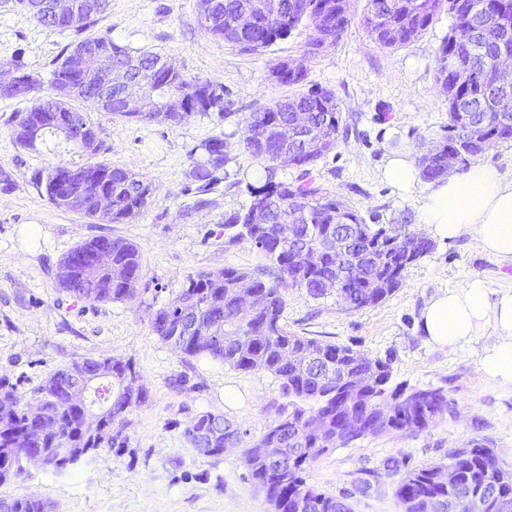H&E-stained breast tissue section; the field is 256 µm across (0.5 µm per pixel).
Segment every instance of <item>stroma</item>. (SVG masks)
Segmentation results:
<instances>
[{
    "instance_id": "obj_1",
    "label": "stroma",
    "mask_w": 512,
    "mask_h": 512,
    "mask_svg": "<svg viewBox=\"0 0 512 512\" xmlns=\"http://www.w3.org/2000/svg\"><path fill=\"white\" fill-rule=\"evenodd\" d=\"M364 5L365 0H352L353 18L342 41L310 56L306 49L314 29L307 23L252 54L201 29L197 0H111L90 35L109 34L117 43L161 54L187 75L222 84L226 105L224 114H196L176 125L90 112L101 142L96 161L130 170L153 189L147 207L124 224L94 223L49 203L32 184V172L76 157L19 148L11 120L32 100L0 97V178L12 183L9 191L0 190V379L27 399L61 366L111 358L132 361L148 391L147 402L127 416L128 446L122 454L101 448L59 473L25 465L17 477L0 484V500L35 496L53 512H272L248 475L242 451L287 415L278 379L266 371L182 357L153 334L148 309L173 302L190 274L265 265L249 242L225 245L224 217L248 204L247 185L259 167L239 145L251 112L285 96L332 90L349 128L347 139L311 170L323 194L342 197L367 223L418 227L426 182L405 196L382 181L380 168L389 135L419 153L446 133L448 101L434 73L436 50L452 19L440 14L419 41L393 50L368 36L361 24ZM75 39L74 31L40 25L17 0H0V67L18 63L49 80L55 61ZM284 57L304 60V83L284 87L270 80V66ZM219 135L228 145L226 176L208 192L209 207L198 209L187 152ZM97 235L137 245L147 292L131 301L100 304L57 288L63 257ZM474 277L492 292L511 290L512 264L465 235L436 242L405 271L393 295L373 307L350 312L335 297L316 300L300 288L287 291L282 323L289 332L389 361L392 385L444 388L450 405L426 429L370 435L328 449L306 469L309 486L346 497L353 512H401L394 490L402 475L447 462L453 449H495L501 466L512 469V388L479 366L491 337L436 350L419 328L420 313L432 296ZM181 374L188 379L186 388H172L171 379ZM228 392L233 400H225ZM204 413L236 425L239 447L218 456L197 452L184 430ZM388 459L396 461V469L384 468Z\"/></svg>"
}]
</instances>
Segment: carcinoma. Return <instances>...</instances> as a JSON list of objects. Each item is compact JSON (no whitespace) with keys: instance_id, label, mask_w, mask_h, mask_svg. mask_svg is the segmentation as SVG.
Masks as SVG:
<instances>
[{"instance_id":"cac0c4a2","label":"carcinoma","mask_w":512,"mask_h":512,"mask_svg":"<svg viewBox=\"0 0 512 512\" xmlns=\"http://www.w3.org/2000/svg\"><path fill=\"white\" fill-rule=\"evenodd\" d=\"M307 10L302 16L288 19L295 0H198V22L213 37L240 48L258 53L287 38L300 22L316 23L324 13H336L339 21L325 30L329 46H336L351 24L350 0H305ZM48 0H37L31 9L42 26L58 30L60 26L45 15ZM448 12L453 23L448 36L441 41L436 54L435 81L448 98V135L428 147L418 158L420 177L434 181L448 173V166L459 172L466 170L482 153L475 135L497 132L512 136V88H495L489 82L492 60L502 44L512 45V25L499 23L498 15L512 14V0H366L362 24L369 37L385 48L405 47L419 40L442 12ZM248 13L260 21L250 30L232 28L227 19ZM81 43L88 49L110 51L112 65L132 69L131 77L157 88L155 109L141 121L163 123L168 100L173 95L186 99L195 113L224 112L220 105L224 86L200 76L179 73L164 84L156 65L162 59L158 53L132 50L105 34L87 37ZM68 55L57 62L50 87L52 94L39 97L27 109L34 124L50 125V117L74 99L70 86L74 84L66 68ZM472 61L478 76L466 87L457 85L453 68L457 61ZM286 61L270 68V77L283 86L303 83L306 73L282 77L279 72ZM299 112L308 115L307 125L293 127ZM341 111L333 91L310 89L293 97L280 98L251 112L250 120L239 141L243 150L262 164L264 177L248 184L251 197L248 208L224 216V242L232 245L249 241L270 262L253 271L225 267L203 270L188 276L177 299L150 313V328L164 343L185 357H208L237 370H263L281 382V391L289 399L292 411L278 420L262 436V440L288 449L283 461L259 463L250 450L243 453V462L255 485L273 494L276 501L300 495L318 505L314 512H352L342 499L326 495L307 485L303 473L315 459L329 448L346 445L361 437L378 435L390 428L421 430L448 412V397L441 388L423 400L406 415L399 403L404 388H390V364L381 359L362 356L356 362L352 348L319 341L289 332L281 324L285 307V292L303 288L315 299L336 296V304L347 311L374 306L391 296L401 285L405 270L431 253L434 242L424 239L408 224H368L338 196L321 193L306 181H279L277 171L281 157L307 151L308 163L303 175L322 157L332 152L339 140ZM74 141L63 145L53 131L44 133L36 146H53L76 154L93 156L94 147L83 151V142L98 139L97 131L84 112H75L72 131ZM224 143L212 137L195 145L189 152V176L205 192L221 180L228 158H213L211 147ZM78 174L73 191L81 194L80 214L100 221L95 186L108 180L112 192L111 224H123L136 217L147 205L152 194L149 183L127 169L103 162L71 164ZM52 168L34 171V185L45 189L49 202L57 209L67 210V204L48 191ZM265 207L268 223L252 224L249 216L255 206ZM340 238L344 251H327L322 243ZM112 242V266L69 279L58 280L64 291L77 298L97 294L101 303L126 301L140 291L142 277H130L142 272L141 254L135 244L119 237ZM353 284L351 288L331 289L336 271ZM255 296V318L243 323L235 316L239 293ZM194 311L198 318L215 328V337L200 344L188 338L172 341L173 327L182 317V310ZM95 360L73 362L57 369L33 394L43 399L49 418L59 423V443L72 448H122L126 439L122 429L132 408L146 402L143 386L124 385L122 372L112 378V385L96 390L99 402L108 399L115 405L112 435L100 442L84 436L70 411L54 400L63 386L83 366L91 367ZM3 401L14 409L0 415V448H13L18 454L23 448L16 440L27 423L25 402L14 387L0 380ZM391 413L390 426L369 432L351 429L344 439L336 440V429L322 434L313 433L309 425L316 418H328L336 424V413L353 414L375 423L383 411ZM223 423V434L213 438L211 448H233L239 442L238 429L212 413L197 416L185 429L184 435L195 443L196 433L211 431L212 424ZM453 465L459 480L448 486L438 482L437 475L447 465ZM480 494L487 499L486 512H502L506 499L512 500V471L503 468L488 448H457L448 455V463H430L404 473L395 488L401 512H426L434 497L451 498L454 512H466V499ZM4 512H46L47 504L33 497H18L0 504Z\"/></svg>"}]
</instances>
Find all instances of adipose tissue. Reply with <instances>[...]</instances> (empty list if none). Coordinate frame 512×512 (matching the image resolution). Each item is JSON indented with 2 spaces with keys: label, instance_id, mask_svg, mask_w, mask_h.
I'll list each match as a JSON object with an SVG mask.
<instances>
[{
  "label": "adipose tissue",
  "instance_id": "ef3b65f1",
  "mask_svg": "<svg viewBox=\"0 0 512 512\" xmlns=\"http://www.w3.org/2000/svg\"><path fill=\"white\" fill-rule=\"evenodd\" d=\"M381 178L408 194L419 180L410 149L389 151ZM420 233L441 241L470 234L484 251L512 263V180L492 165L474 164L433 181L419 200ZM419 327L433 348H461L492 335L480 360L487 376L512 386V291L491 293L480 278L431 298Z\"/></svg>",
  "mask_w": 512,
  "mask_h": 512
}]
</instances>
